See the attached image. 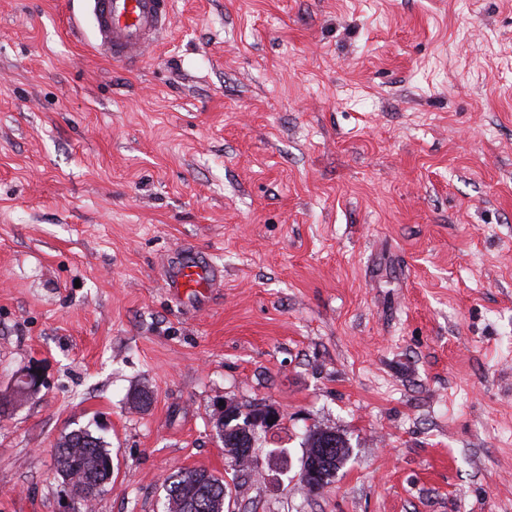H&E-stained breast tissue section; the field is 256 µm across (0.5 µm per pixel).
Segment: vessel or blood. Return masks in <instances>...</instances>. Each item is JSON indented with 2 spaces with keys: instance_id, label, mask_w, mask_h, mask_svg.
<instances>
[{
  "instance_id": "1",
  "label": "vessel or blood",
  "mask_w": 512,
  "mask_h": 512,
  "mask_svg": "<svg viewBox=\"0 0 512 512\" xmlns=\"http://www.w3.org/2000/svg\"><path fill=\"white\" fill-rule=\"evenodd\" d=\"M95 19L98 48L112 61L141 62L149 45L164 28L174 0H87ZM216 269L194 252L181 254L164 273L166 288L176 299H189L208 287Z\"/></svg>"
}]
</instances>
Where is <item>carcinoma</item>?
Here are the masks:
<instances>
[{
  "instance_id": "cac0c4a2",
  "label": "carcinoma",
  "mask_w": 512,
  "mask_h": 512,
  "mask_svg": "<svg viewBox=\"0 0 512 512\" xmlns=\"http://www.w3.org/2000/svg\"><path fill=\"white\" fill-rule=\"evenodd\" d=\"M338 445V453L325 454L330 441ZM308 460L320 469L338 472L350 456L347 440L335 431L316 428L306 441ZM57 472L71 486L80 501L87 504L112 481V455L107 443L87 429L73 430L63 436L54 448ZM226 485L224 480L206 469L178 470L167 479L166 512H224Z\"/></svg>"
}]
</instances>
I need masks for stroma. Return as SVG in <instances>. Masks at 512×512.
<instances>
[{"mask_svg":"<svg viewBox=\"0 0 512 512\" xmlns=\"http://www.w3.org/2000/svg\"><path fill=\"white\" fill-rule=\"evenodd\" d=\"M208 253L196 306L163 271ZM0 512H512V0H174L136 67L86 0H0ZM152 395L146 410L130 396ZM271 405L239 469L216 405ZM342 434L335 480L304 435ZM39 370L36 365H32L14 375L11 385L14 398H23L39 390L43 384V376ZM57 472L85 505L112 481V455L107 443L87 429L73 430L54 448ZM329 432V433H328ZM334 436V438H331ZM335 441V447H325L326 444H329L330 441ZM336 443L338 447H336ZM306 445V454L308 460L315 464L318 462L320 464V468L317 471L318 474L321 473L322 470L327 471V466L333 469V474L331 478L326 480L324 483H320L318 477L309 476L306 480L305 477L308 476V473H302V482L306 481L309 485L310 490H319L324 488V486L332 483L333 478L336 477V473L343 467L345 462L348 460L350 456V446L347 440L332 430H324L321 428H316L314 430H310L305 441ZM325 448H335V452L329 454L326 459H323V455L325 454ZM337 456H336V449ZM340 452V454H338ZM325 456V455H324ZM336 457L337 462L340 466L336 465ZM167 482L166 512H224L227 487L208 470H178Z\"/></svg>","mask_w":512,"mask_h":512,"instance_id":"obj_1","label":"stroma"}]
</instances>
